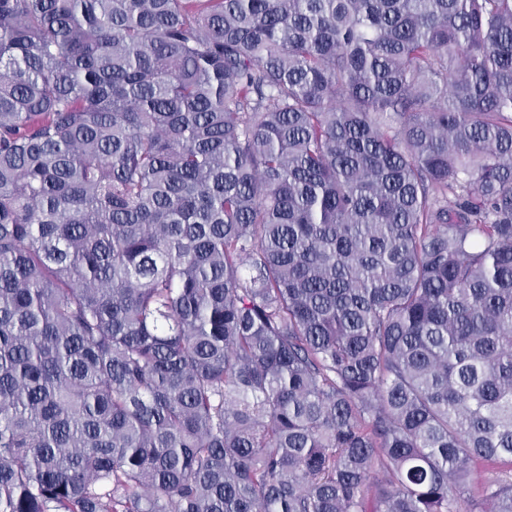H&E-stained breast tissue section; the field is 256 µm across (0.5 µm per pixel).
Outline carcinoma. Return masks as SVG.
<instances>
[{"mask_svg": "<svg viewBox=\"0 0 512 512\" xmlns=\"http://www.w3.org/2000/svg\"><path fill=\"white\" fill-rule=\"evenodd\" d=\"M512 0H0V512H512Z\"/></svg>", "mask_w": 512, "mask_h": 512, "instance_id": "cac0c4a2", "label": "carcinoma"}]
</instances>
